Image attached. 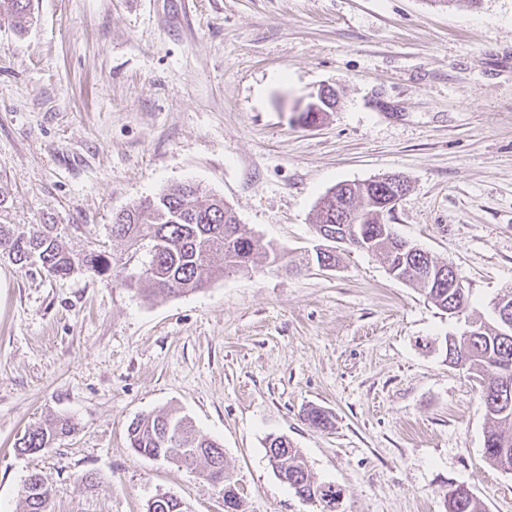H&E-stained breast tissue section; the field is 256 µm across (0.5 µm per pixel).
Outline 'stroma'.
<instances>
[{"mask_svg":"<svg viewBox=\"0 0 512 512\" xmlns=\"http://www.w3.org/2000/svg\"><path fill=\"white\" fill-rule=\"evenodd\" d=\"M0 15V224L53 225L109 271L53 277L0 253V512L37 471L47 512H146L170 493L224 512L195 472L148 459L127 427L165 409L224 448L241 512H318L273 473L269 435L344 491L341 512H446L467 486L512 512L483 455L477 386L448 364L463 322L347 248L302 265L316 204L340 182L405 177L395 231L452 262L469 313L512 287V0H31ZM336 107L303 118L320 91ZM187 181L287 253L148 297L151 242L117 212ZM331 413L310 427L308 408ZM76 429L14 448L48 418Z\"/></svg>","mask_w":512,"mask_h":512,"instance_id":"obj_1","label":"stroma"}]
</instances>
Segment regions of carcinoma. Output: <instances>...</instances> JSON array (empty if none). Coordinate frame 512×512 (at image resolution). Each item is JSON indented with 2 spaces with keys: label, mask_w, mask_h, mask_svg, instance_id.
Listing matches in <instances>:
<instances>
[{
  "label": "carcinoma",
  "mask_w": 512,
  "mask_h": 512,
  "mask_svg": "<svg viewBox=\"0 0 512 512\" xmlns=\"http://www.w3.org/2000/svg\"><path fill=\"white\" fill-rule=\"evenodd\" d=\"M13 26L22 31L29 19L30 0H8ZM351 223L338 224L333 207L320 200L315 230L319 237H348L349 246L380 253L388 271L396 279L424 291L443 313L453 317L465 313L469 299L462 288L448 287L443 270L448 265L428 253L413 250L392 225L384 222L387 206L386 179L338 184ZM53 225L35 224L26 233L0 224V251L24 268L37 255L40 267L51 276L63 277L74 269V258L52 233ZM112 234L136 243L141 237L153 241L151 258L144 271L151 295H171L198 291L208 286L214 275L226 269L249 271L265 260L272 265L285 253L265 242L247 225L240 223L224 199L203 198L194 183L170 187L152 199H145L114 218ZM83 267L102 273L111 262L103 252L91 251L80 258ZM449 364L459 366L478 385L489 426L484 434V456L504 472H512V328L493 312L491 320H472L460 335L444 338ZM310 426L327 429L331 415L312 407L306 414ZM74 431L67 420L49 419L24 431L15 442L21 453L35 454L51 447L62 435ZM130 447L150 459L173 461L196 470L210 480L215 468H224L221 444L200 434L190 418L175 410L148 414L128 426ZM273 471L283 474L286 484L304 503L340 500L342 490L331 483L318 482L311 475L300 449L285 436L267 441ZM50 491H37L28 483L21 490L22 512H46ZM446 512H486L484 504L470 489L457 485L445 494ZM147 512H189L173 495L163 494L147 505Z\"/></svg>",
  "instance_id": "cac0c4a2"
}]
</instances>
